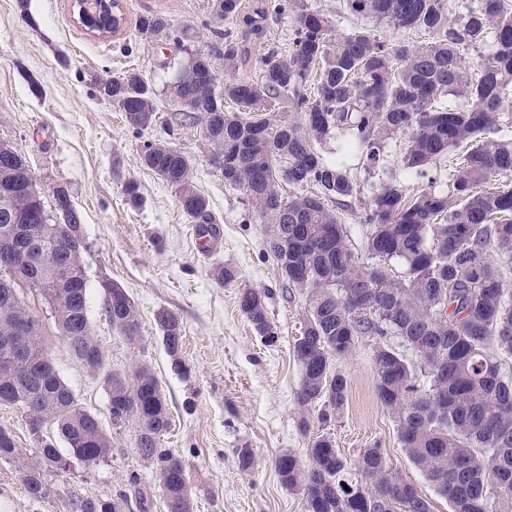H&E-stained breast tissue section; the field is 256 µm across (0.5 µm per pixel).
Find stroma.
Instances as JSON below:
<instances>
[{
	"label": "stroma",
	"instance_id": "35a3bbf8",
	"mask_svg": "<svg viewBox=\"0 0 512 512\" xmlns=\"http://www.w3.org/2000/svg\"><path fill=\"white\" fill-rule=\"evenodd\" d=\"M306 2L325 14L339 35L364 29L389 46L435 39L428 31L399 32L376 18L352 14L345 0ZM121 6V30L101 38L75 22L73 0H0V143L26 159L48 213H55L61 192L79 213L89 244L83 260L93 333L104 346L109 370L125 372L141 362L158 378L171 418L161 444L184 461L195 512H305L301 494L280 484L274 460L286 450L304 455L308 444L297 427L294 392L301 369L292 352L306 298L285 287L267 252L266 220L242 189L225 184L212 163L203 121L184 122L164 94L180 57L177 45L147 41L137 32L141 16L159 13L173 29L192 27L196 47L206 48L212 40V0H121ZM295 28L294 14H269L264 44L253 46L248 63L219 71V80H257V60L267 48L296 51ZM127 71L140 73L159 91L156 121L144 130L128 126L123 113L96 89L97 80ZM157 141L189 157L195 186L221 226L222 238L212 248L199 246L175 188L142 166L146 145ZM403 146V136L389 140L386 164L371 172L359 168L357 158L347 159L361 190L342 210L354 249L363 244L359 213L380 183H395L409 195L419 185L400 164ZM130 181L143 198L137 208L126 199ZM218 264L235 267L237 279L217 284L211 272ZM105 277L132 297L142 346H130L106 320L99 288ZM245 288L266 293L268 316L279 332L276 345H265L241 312L239 295ZM22 298L40 320L59 376L111 431L114 449L104 462L75 460L67 469L47 472L48 493L41 499L29 495L17 463L0 461V512H71L73 499L113 500L139 489L151 495V512H163L155 468L136 453V425L113 430L101 379L63 347L45 301L29 292ZM162 309L176 313L182 323L179 370L155 321ZM372 348L362 342L336 360L348 390L327 433L351 466L363 449L381 448L393 468L430 501L433 512H449L401 447L395 422L377 397ZM243 448L252 454L246 469L238 459Z\"/></svg>",
	"mask_w": 512,
	"mask_h": 512
}]
</instances>
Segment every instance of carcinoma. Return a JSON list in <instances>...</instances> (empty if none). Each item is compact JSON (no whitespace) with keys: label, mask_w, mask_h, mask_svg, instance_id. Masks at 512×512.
<instances>
[{"label":"carcinoma","mask_w":512,"mask_h":512,"mask_svg":"<svg viewBox=\"0 0 512 512\" xmlns=\"http://www.w3.org/2000/svg\"><path fill=\"white\" fill-rule=\"evenodd\" d=\"M240 0H213L221 22L238 13ZM350 12L385 20L394 29L428 30L435 41L416 47H390L356 29L334 35L328 17L304 0H277L275 10L296 13L299 49L285 57L271 47L259 58L261 79L230 80L215 90L205 76H191V65L207 53L211 67L224 61L233 70L251 45L265 38L267 11L257 5L241 19L237 35L213 30L208 50L195 47L194 30L182 28L174 40L184 58L167 90L185 119L204 120L203 135L224 182L241 188L269 224L266 246L290 288L306 295L301 336L294 342L301 380L294 393L298 429L310 434V412L327 424L343 407L347 379L334 361L349 355L363 339L374 341L372 365L380 403L393 416L401 447L424 474L450 512H486L493 497L512 498V380L502 376V359H512V286L494 255L512 262V138L499 135L512 88V9L505 0H480L458 24L448 20L446 0H347ZM90 27L115 33L123 25L119 3L112 12H88ZM158 14L139 19L138 34L148 40L168 34ZM494 34L487 64L474 72L462 52ZM317 75L315 92L300 87ZM291 95L297 120L287 121L273 102ZM99 96L117 106L127 123L145 129L155 119L156 93L137 72L104 82ZM452 96L460 107L445 103ZM237 106L224 109V103ZM335 129H345L366 170L387 157V141L405 136L400 162L427 182L412 198L384 182L361 213L366 228L362 252L349 244L345 225L331 207L360 193L345 162L324 159L316 145ZM465 144L455 168L451 193L430 185V164ZM144 167L177 190L183 212L203 225L215 223L209 201L193 184L189 158L164 143L145 146ZM28 162L12 146L0 144V270L8 267L51 308L67 351L102 377L108 404L129 414L137 426L136 452L156 465L163 512H188L192 498L182 460L160 447L170 426L169 408L152 369L139 364L128 373L106 370L102 343L87 316V280L68 273L83 265L81 219L68 198L58 199L59 217L41 198L25 191ZM490 190L478 187L495 178ZM315 187L306 195L283 193V185ZM404 265L401 276L390 263ZM103 301L112 305V327L130 345L142 340L134 301L119 284L99 282ZM265 293L240 292L239 307L265 344L278 339ZM170 356L183 337L179 318L168 310L155 315ZM17 326L27 340L0 374V406H16L45 417L73 456L92 465L112 455V437L96 416L80 406L70 387L54 373L38 372L47 357L39 319L21 299L0 304V336ZM395 337L414 354L409 361L388 339ZM41 461L28 468L25 486L46 495L45 469L60 467L52 441L39 440ZM20 448L12 431L0 427V460L14 462ZM281 485L305 500L307 512H432L378 447L357 461L363 485L347 478V463L326 434L310 438L305 455L276 457ZM128 499L76 500L74 512H124Z\"/></svg>","instance_id":"cac0c4a2"}]
</instances>
